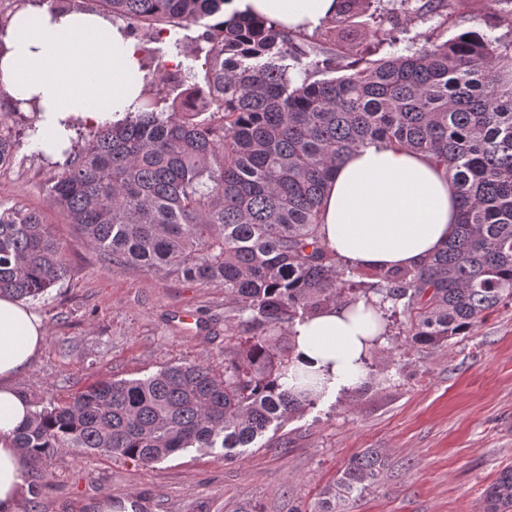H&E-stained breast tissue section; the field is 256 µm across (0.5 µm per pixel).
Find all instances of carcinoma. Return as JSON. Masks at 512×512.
<instances>
[{
	"label": "carcinoma",
	"mask_w": 512,
	"mask_h": 512,
	"mask_svg": "<svg viewBox=\"0 0 512 512\" xmlns=\"http://www.w3.org/2000/svg\"><path fill=\"white\" fill-rule=\"evenodd\" d=\"M100 2L133 34L163 25L157 36L179 54V31L202 28L194 57L205 87L171 100L144 93L133 118L63 151L46 195L112 263L224 289V320L248 344L224 351L222 367L176 363L34 403L17 447L144 466L188 448H222L227 459L322 397L284 382L296 322L328 306L362 302L386 321L400 309L407 344L435 348L512 303V43L471 30L343 64L334 45L366 40L371 0H339L318 47L263 18L224 19L226 0ZM379 142L428 155L460 198L455 234L419 268L364 270L320 244L328 178L349 152ZM18 146L0 130V168ZM68 274L42 214L0 202V296L40 302ZM382 466L372 452L353 459L338 494L373 483ZM493 494L512 502V471Z\"/></svg>",
	"instance_id": "cac0c4a2"
}]
</instances>
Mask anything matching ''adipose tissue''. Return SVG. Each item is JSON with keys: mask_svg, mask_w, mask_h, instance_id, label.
Instances as JSON below:
<instances>
[{"mask_svg": "<svg viewBox=\"0 0 512 512\" xmlns=\"http://www.w3.org/2000/svg\"><path fill=\"white\" fill-rule=\"evenodd\" d=\"M337 0H226L245 12L302 32L334 16ZM143 53L123 21L92 9L55 10L28 0L0 33V95L36 99L43 119L34 142L58 157L78 125L123 120L143 89ZM460 199L429 156L389 143L351 151L329 179L319 213L320 241L360 268L421 265L452 234ZM379 313L329 307L294 327L291 371L319 376L328 390L352 388L382 332ZM45 341L40 318L0 298V512H17L30 465L16 446L29 404L16 387Z\"/></svg>", "mask_w": 512, "mask_h": 512, "instance_id": "obj_1", "label": "adipose tissue"}]
</instances>
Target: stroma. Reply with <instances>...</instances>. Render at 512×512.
<instances>
[{
	"instance_id": "obj_1",
	"label": "stroma",
	"mask_w": 512,
	"mask_h": 512,
	"mask_svg": "<svg viewBox=\"0 0 512 512\" xmlns=\"http://www.w3.org/2000/svg\"><path fill=\"white\" fill-rule=\"evenodd\" d=\"M371 9L377 26L399 39H370L380 58L471 29L512 42L507 0H453L439 15L415 13L409 0H373ZM55 172L28 144L0 168V201L40 211L70 267L47 300L31 306L45 342L18 390L34 402H59L93 382L168 364H223L225 350L238 345L225 333L223 289L112 264L50 206L44 187ZM403 331L395 324L372 351L364 387L272 424L233 459L219 448H190L146 467L65 448L32 458L31 473L45 482L24 492L18 510L98 512L133 500L137 512H232L241 503L314 512L350 459L372 450L384 469L339 512H484L487 489L512 468V305L438 348L408 347Z\"/></svg>"
}]
</instances>
